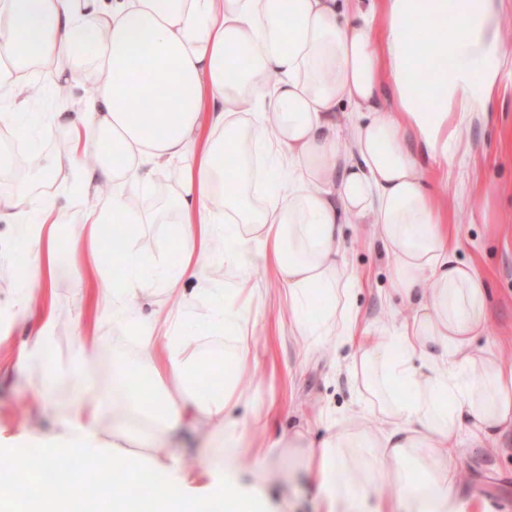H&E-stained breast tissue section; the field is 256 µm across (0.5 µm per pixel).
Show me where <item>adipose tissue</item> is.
<instances>
[{"mask_svg": "<svg viewBox=\"0 0 512 512\" xmlns=\"http://www.w3.org/2000/svg\"><path fill=\"white\" fill-rule=\"evenodd\" d=\"M446 0H0V127L28 135L24 121L36 97L25 82L33 67L54 65L58 85L86 88L78 108L41 113L64 130L65 164L95 203L81 211L89 234L75 241L70 269L92 270L88 299L96 320L125 326L152 361V385L134 386L123 366L112 373L118 395L113 419L158 427L188 420L204 437L221 436L224 454L206 468L207 496L187 493L184 469L166 465L162 485L141 493L138 461L103 448L98 423L105 396H92L83 369L99 339L83 336L78 365L64 368L51 353L54 324L21 347L16 367L39 362L50 386L79 392L46 437L42 460L53 470L57 451L92 452L119 473L112 512H130L144 497L151 512H267L259 484L241 480L239 448L247 427L230 410L248 367L249 300L224 290L208 269L221 262L239 271L269 265L286 295L290 331L312 344L354 340L348 296L355 282L341 262L342 219L371 224L389 256L393 289L411 314L381 340L357 342L353 369L362 378L358 415L334 424L312 457L328 512H391L371 488L392 482L406 490L405 512H477L462 497L455 461L468 450L512 439V361L478 345L488 314V288L459 260L447 217L435 203L427 162L452 163L447 111L417 108L424 53L409 36L421 26L451 47L457 63L434 97L459 112L473 109L470 77L487 87L506 78L505 51L489 35L488 0H459L447 25ZM137 102L138 111L128 109ZM176 166L178 179L159 210L138 200L156 173ZM110 195H100L102 186ZM37 219L24 223L17 200L0 199V223L28 243L29 262L16 299L50 296L60 273L57 199L36 200ZM175 217L164 242L179 253V270L162 258L126 249L100 261L102 224H152ZM164 299L149 318L137 306L146 291ZM205 298L213 326L229 334L224 355L234 363L222 390L193 387L195 354L179 329L187 294ZM112 305L100 309L99 298ZM321 313L311 317L312 302ZM409 391L399 397V388ZM382 420L384 429L372 426ZM357 460L351 468L349 460ZM0 481V512H76L87 495L68 483L56 496L32 493L26 456L10 457Z\"/></svg>", "mask_w": 512, "mask_h": 512, "instance_id": "ef3b65f1", "label": "adipose tissue"}]
</instances>
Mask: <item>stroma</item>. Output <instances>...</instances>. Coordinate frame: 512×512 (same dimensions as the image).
I'll list each match as a JSON object with an SVG mask.
<instances>
[{
    "label": "stroma",
    "mask_w": 512,
    "mask_h": 512,
    "mask_svg": "<svg viewBox=\"0 0 512 512\" xmlns=\"http://www.w3.org/2000/svg\"><path fill=\"white\" fill-rule=\"evenodd\" d=\"M489 110L476 111L466 119L451 118L456 131L460 157L451 167L432 165L435 199L447 215L450 229L460 240V260L471 264L486 280L491 293L485 332L479 344L498 348L503 359H512V82L494 87ZM65 132L44 126L31 133L25 147L28 158L15 162L13 170L27 178L31 197L78 192L74 171L59 165L66 149ZM52 170L51 181L30 179L37 168ZM344 259L357 275L352 307L357 314V331L371 338L382 337L410 313L407 304L391 289L393 269L370 225L356 218L343 224ZM11 225L0 223V326L7 336L0 338V465L8 455L19 451L40 457L46 450L41 436L57 430L55 413L68 407L74 394L59 388L51 399H44L47 380L38 363L16 369L13 358L24 343L36 336L39 312L44 300L40 292L31 295V312L15 317L18 280L16 269L24 264ZM64 273L52 290L55 327L51 343L60 366H71L77 358L78 335L86 326V280L67 270L68 258H61ZM255 292L248 324L252 359L231 415L249 423L240 457L246 471L264 474V490L270 512H325L313 470L301 456L264 455L265 448L281 434L302 427L311 447H320L327 435L326 419L356 416L355 383L350 368L357 354L356 345L330 351L317 348L301 337L291 335L284 324L281 293L269 267L255 264L246 273ZM185 331L196 355L223 353L225 339L210 324L211 311L202 298H188L185 305ZM100 348L87 365L97 389H104L103 375L112 363L123 360L133 381L148 375V359L126 345L120 329L111 321L97 326ZM262 388L263 409L251 399L254 388ZM262 411L264 424L252 427L255 411ZM104 447L141 458L142 474L148 483L163 481V471L154 468L157 460H177L185 469L198 471L214 458L209 448L190 427L170 431L159 429L153 442L143 443L138 432H116L111 417L100 423ZM457 485L464 497L488 501L493 512H512V446L477 455L462 454L456 463Z\"/></svg>",
    "instance_id": "35a3bbf8"
}]
</instances>
